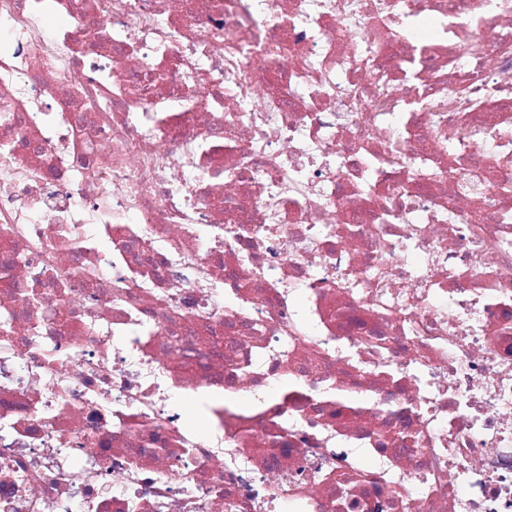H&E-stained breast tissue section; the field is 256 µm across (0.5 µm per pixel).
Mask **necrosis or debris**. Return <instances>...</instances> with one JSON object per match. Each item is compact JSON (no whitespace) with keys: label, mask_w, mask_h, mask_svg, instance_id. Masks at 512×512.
<instances>
[{"label":"necrosis or debris","mask_w":512,"mask_h":512,"mask_svg":"<svg viewBox=\"0 0 512 512\" xmlns=\"http://www.w3.org/2000/svg\"><path fill=\"white\" fill-rule=\"evenodd\" d=\"M283 505L512 512V0H0V512Z\"/></svg>","instance_id":"necrosis-or-debris-1"}]
</instances>
